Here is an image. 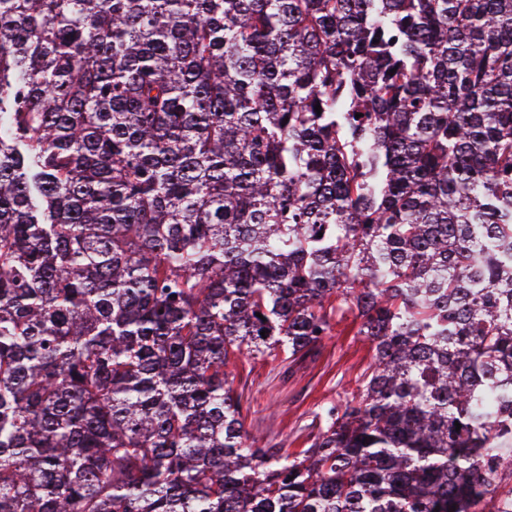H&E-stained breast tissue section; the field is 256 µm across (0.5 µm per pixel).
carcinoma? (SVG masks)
I'll return each instance as SVG.
<instances>
[{"instance_id": "obj_1", "label": "carcinoma", "mask_w": 512, "mask_h": 512, "mask_svg": "<svg viewBox=\"0 0 512 512\" xmlns=\"http://www.w3.org/2000/svg\"><path fill=\"white\" fill-rule=\"evenodd\" d=\"M349 312L356 395L257 447L231 359ZM504 472L512 0H0V512H512Z\"/></svg>"}]
</instances>
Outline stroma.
<instances>
[{
    "instance_id": "stroma-1",
    "label": "stroma",
    "mask_w": 512,
    "mask_h": 512,
    "mask_svg": "<svg viewBox=\"0 0 512 512\" xmlns=\"http://www.w3.org/2000/svg\"><path fill=\"white\" fill-rule=\"evenodd\" d=\"M358 327L347 317L317 352L292 362L280 356L233 360L229 380L241 398L245 427L259 446L291 454L309 448L316 412L349 397L372 359Z\"/></svg>"
}]
</instances>
